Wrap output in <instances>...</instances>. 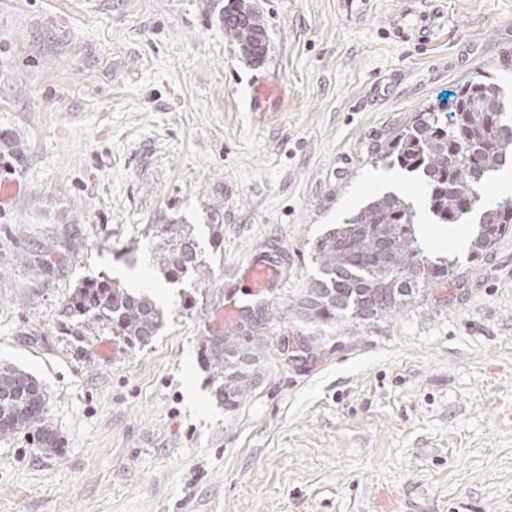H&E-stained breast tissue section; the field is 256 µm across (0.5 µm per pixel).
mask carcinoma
Listing matches in <instances>:
<instances>
[{
    "mask_svg": "<svg viewBox=\"0 0 512 512\" xmlns=\"http://www.w3.org/2000/svg\"><path fill=\"white\" fill-rule=\"evenodd\" d=\"M224 32L244 58L259 63L266 52L264 23L254 6L232 0L224 10ZM452 120L435 112H420L391 142L384 158L390 166L425 177V205L439 224H457L480 212L472 246L485 250L512 229V203L484 205L487 179L512 157V116L503 88L490 77L475 79L456 98ZM414 206L388 192L373 198L347 222L312 243L319 276L298 297L293 308L306 319L373 320L411 306L432 283L449 274L448 263L433 265L418 249ZM56 250L42 243L21 256L38 274L55 272ZM153 261L172 279L201 265L198 244L188 224H164L159 230ZM68 309L93 315L130 345L150 344L162 326L153 300L119 282L95 280L74 289ZM266 321H237L222 336L204 340L202 362L218 382L216 397L224 406L238 405L252 388L249 367L265 346ZM46 394L40 381L25 370L0 364V440L43 422Z\"/></svg>",
    "mask_w": 512,
    "mask_h": 512,
    "instance_id": "cac0c4a2",
    "label": "carcinoma"
}]
</instances>
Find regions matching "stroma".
<instances>
[{
    "label": "stroma",
    "instance_id": "stroma-1",
    "mask_svg": "<svg viewBox=\"0 0 512 512\" xmlns=\"http://www.w3.org/2000/svg\"><path fill=\"white\" fill-rule=\"evenodd\" d=\"M267 52L224 32L231 0H0V363L47 393L36 431L0 441V512H512V233L473 255L422 219L451 281L375 320L289 304L309 244L383 193L380 155L421 110L494 76L512 108V0H252ZM282 101L260 117L255 81ZM191 225L197 270L152 262ZM220 225L213 234L212 225ZM50 242L53 277L20 260ZM276 265L259 382L215 396L205 337ZM155 294L163 325L129 348L68 309L84 281ZM225 318H218V310ZM270 267V260L262 261L260 258H256L253 261L250 280L253 296L265 299L269 288L268 273Z\"/></svg>",
    "mask_w": 512,
    "mask_h": 512
}]
</instances>
